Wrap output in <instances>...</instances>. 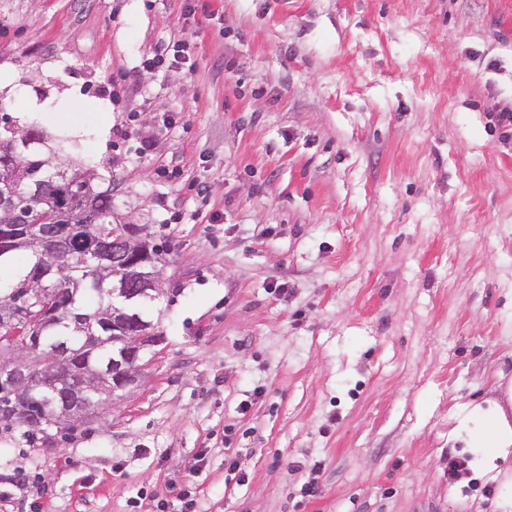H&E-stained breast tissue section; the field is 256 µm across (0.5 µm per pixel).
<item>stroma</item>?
Here are the masks:
<instances>
[{"label": "stroma", "instance_id": "35a3bbf8", "mask_svg": "<svg viewBox=\"0 0 512 512\" xmlns=\"http://www.w3.org/2000/svg\"><path fill=\"white\" fill-rule=\"evenodd\" d=\"M510 107L512 0H0V114L173 247L141 386L0 439V512H512L457 430L512 422ZM166 60L170 65H187L188 68L190 69L194 67L195 62L193 59V54L191 53V51L188 50V47H186V45L182 43H174L172 45V48L169 49L168 52L166 53L165 58L160 57L158 55H153L152 57L149 56L143 59L142 68L154 70L163 65V63H165Z\"/></svg>", "mask_w": 512, "mask_h": 512}]
</instances>
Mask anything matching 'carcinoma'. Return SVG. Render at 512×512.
<instances>
[{
  "label": "carcinoma",
  "mask_w": 512,
  "mask_h": 512,
  "mask_svg": "<svg viewBox=\"0 0 512 512\" xmlns=\"http://www.w3.org/2000/svg\"><path fill=\"white\" fill-rule=\"evenodd\" d=\"M28 144L14 151L0 150V169L22 168L27 178L18 189L19 201L29 203L28 186L44 183L52 205L67 211L82 202H88L97 213L104 215L105 224H84L76 234L75 248L93 239L97 234L112 230L108 223L113 213L112 190L99 191L95 171L87 169L75 173L70 180L51 174L41 167L38 146L43 135L37 129L27 131ZM65 270L60 276L57 269ZM112 276L107 268H99L80 253L58 254L43 258V247L33 236L23 242H12V225L0 223V299L14 294V320L11 325L0 323V346L14 342L21 348L38 347L46 352L59 342H67L69 352L63 364L57 366L61 374L74 386L80 374L109 362L112 343L105 337L99 347L85 343V333L74 330L70 314L86 318L87 330L107 329L96 315L112 310ZM77 427L57 436L36 428L14 426L0 422V436L14 442L19 448H49L57 439L71 440Z\"/></svg>",
  "instance_id": "carcinoma-1"
}]
</instances>
